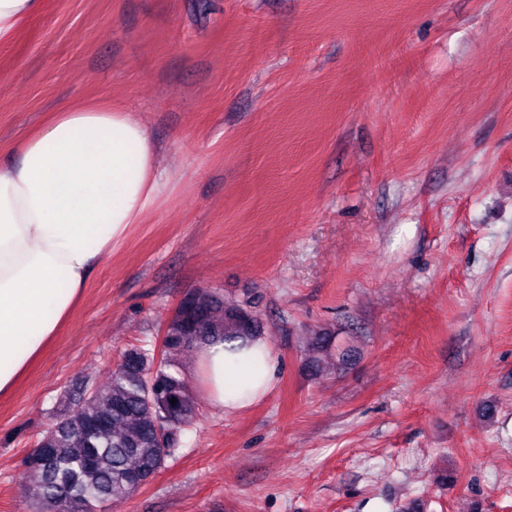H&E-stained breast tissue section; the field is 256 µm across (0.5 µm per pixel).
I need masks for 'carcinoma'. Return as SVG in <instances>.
<instances>
[{
  "label": "carcinoma",
  "mask_w": 512,
  "mask_h": 512,
  "mask_svg": "<svg viewBox=\"0 0 512 512\" xmlns=\"http://www.w3.org/2000/svg\"><path fill=\"white\" fill-rule=\"evenodd\" d=\"M261 334L253 299H228L210 288L186 293L165 328L160 354L127 350L103 387L86 382L27 456L37 474L31 499L49 512H104L107 502L133 496L178 454L181 436L196 417L191 382L177 355L193 345L246 341ZM305 366L320 371L321 354L336 353L346 367L356 348L323 331ZM176 403H171V399Z\"/></svg>",
  "instance_id": "obj_1"
}]
</instances>
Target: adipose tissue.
Segmentation results:
<instances>
[{"label": "adipose tissue", "mask_w": 512, "mask_h": 512, "mask_svg": "<svg viewBox=\"0 0 512 512\" xmlns=\"http://www.w3.org/2000/svg\"><path fill=\"white\" fill-rule=\"evenodd\" d=\"M42 0H0V44ZM158 148L132 112L59 109L0 162V395L9 394L81 300L94 269L165 197ZM196 368L213 407L243 410L274 387L267 339L200 347Z\"/></svg>", "instance_id": "adipose-tissue-1"}]
</instances>
